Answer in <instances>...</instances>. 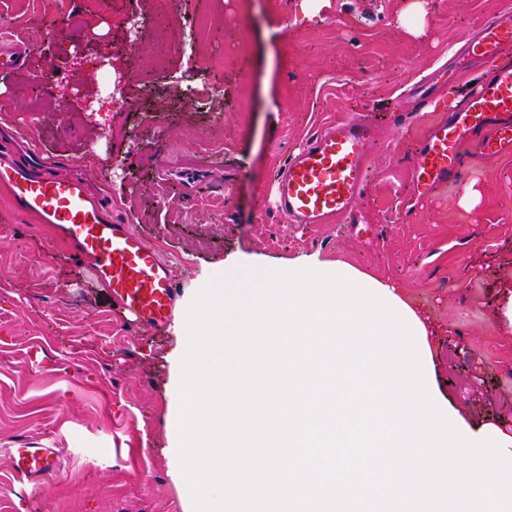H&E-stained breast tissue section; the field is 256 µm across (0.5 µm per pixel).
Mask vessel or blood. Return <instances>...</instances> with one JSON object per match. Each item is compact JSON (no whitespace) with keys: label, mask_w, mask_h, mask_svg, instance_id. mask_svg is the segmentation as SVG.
<instances>
[{"label":"vessel or blood","mask_w":512,"mask_h":512,"mask_svg":"<svg viewBox=\"0 0 512 512\" xmlns=\"http://www.w3.org/2000/svg\"><path fill=\"white\" fill-rule=\"evenodd\" d=\"M456 63H474L481 75L420 142L411 171L419 194L459 179L461 148L474 144L486 157L512 153V9L487 17L454 54ZM437 80L413 92L414 109L433 111ZM379 145L375 123L354 116L327 123L290 154L277 179L279 210L291 224H321L331 218L357 220ZM39 153L0 152V188L12 207L51 224L92 261L95 275L112 292L135 325L158 328L169 321L177 298L172 264L130 225L115 219L104 199L93 197L81 178L52 173ZM18 479L38 482L55 469L57 451L36 443L12 449Z\"/></svg>","instance_id":"obj_1"}]
</instances>
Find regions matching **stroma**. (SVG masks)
Masks as SVG:
<instances>
[{
  "label": "stroma",
  "mask_w": 512,
  "mask_h": 512,
  "mask_svg": "<svg viewBox=\"0 0 512 512\" xmlns=\"http://www.w3.org/2000/svg\"><path fill=\"white\" fill-rule=\"evenodd\" d=\"M512 0H0V38L31 47L0 74V136L34 138L60 172L82 166L180 275L178 307L224 258L266 271L316 257L401 288L432 346L431 388L471 431L512 436V154L463 150L462 177L409 193L438 112L408 91L454 41ZM141 29L129 44L127 27ZM198 39L190 66L173 30ZM112 44V67L98 65ZM82 73L74 75L73 56ZM77 76L67 105L33 109L42 74ZM124 75L125 100L88 120L84 100ZM223 84H216V74ZM193 96H186L185 87ZM375 114L380 148L361 223H286L274 179L326 123ZM189 166L187 185L158 168ZM52 226L0 191V512H182L169 476L173 324H130ZM47 442L55 472L18 480L9 451Z\"/></svg>",
  "instance_id": "1"
}]
</instances>
